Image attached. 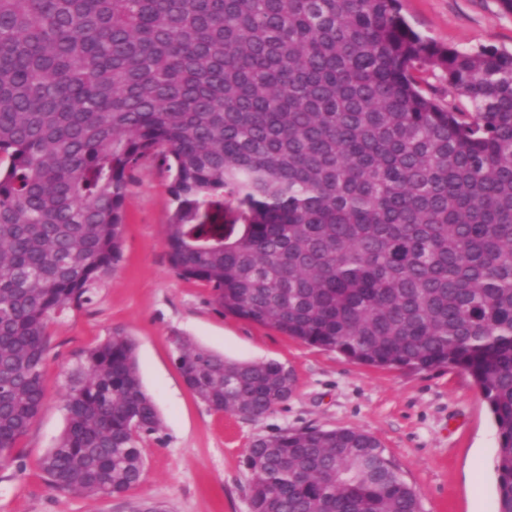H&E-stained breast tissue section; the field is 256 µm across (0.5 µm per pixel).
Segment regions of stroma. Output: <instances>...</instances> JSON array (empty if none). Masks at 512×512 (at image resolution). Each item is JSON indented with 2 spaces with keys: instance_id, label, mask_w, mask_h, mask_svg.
Segmentation results:
<instances>
[{
  "instance_id": "1",
  "label": "stroma",
  "mask_w": 512,
  "mask_h": 512,
  "mask_svg": "<svg viewBox=\"0 0 512 512\" xmlns=\"http://www.w3.org/2000/svg\"><path fill=\"white\" fill-rule=\"evenodd\" d=\"M402 12L438 44L512 51V14L499 0H402ZM170 181L151 160L133 172L119 262L97 284L91 304L50 323L45 402L19 443L23 470L0 469V512H134L141 503L164 512H250L248 448L257 438L304 428L373 435L419 492L422 512H493L497 429L473 379L453 366L420 372L367 366L220 313L208 288L170 267L164 232L173 210ZM116 328L136 344L142 384L161 420L141 443L142 481L117 498L56 492L39 461L66 426L64 372ZM173 336L230 360L277 361L293 373V393L260 418L214 411L184 384L172 359Z\"/></svg>"
}]
</instances>
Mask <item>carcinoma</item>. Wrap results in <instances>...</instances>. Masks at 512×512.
Wrapping results in <instances>:
<instances>
[{
    "label": "carcinoma",
    "instance_id": "obj_1",
    "mask_svg": "<svg viewBox=\"0 0 512 512\" xmlns=\"http://www.w3.org/2000/svg\"><path fill=\"white\" fill-rule=\"evenodd\" d=\"M440 69L465 112L425 93ZM0 467L45 396L48 323L121 255L132 172L172 171L169 262L218 311L374 367L454 366L512 512V53L425 39L400 0H0ZM194 396L261 417L277 361L170 340ZM49 486L120 497L160 428L120 329L67 372ZM250 512H421L356 429L256 439Z\"/></svg>",
    "mask_w": 512,
    "mask_h": 512
}]
</instances>
